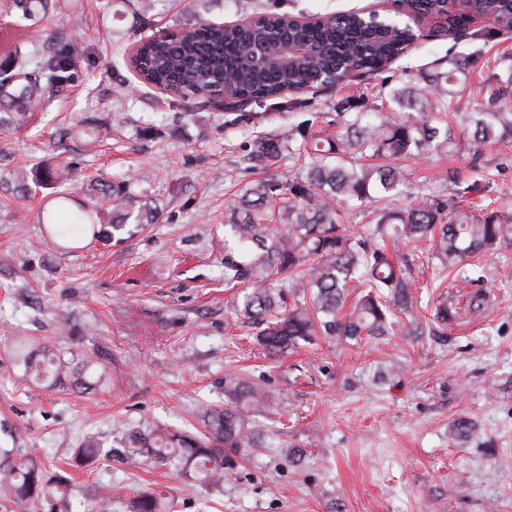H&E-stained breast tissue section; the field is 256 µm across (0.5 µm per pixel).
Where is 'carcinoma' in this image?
<instances>
[{"instance_id":"1","label":"carcinoma","mask_w":512,"mask_h":512,"mask_svg":"<svg viewBox=\"0 0 512 512\" xmlns=\"http://www.w3.org/2000/svg\"><path fill=\"white\" fill-rule=\"evenodd\" d=\"M415 15L439 17L454 33L469 25L463 15L448 14V0H399ZM27 18L53 9L52 0H11ZM470 9L493 17L512 30V0H473ZM50 47L41 56L15 51L0 60V110L11 112L19 127L64 83L83 57V48L62 28L39 35ZM307 55L286 67L273 63L291 45ZM411 46L404 27H368L353 15L336 14L308 24H293L282 14H268L253 25H216L203 20L180 27L140 47L133 64L144 83L157 89L193 93L226 84L236 101H268L313 88H332L346 72L378 74L402 58ZM447 69L436 64L417 75L422 86L395 90L391 102L407 113H387L376 121L365 112H347L338 105L336 134L314 135L291 127L256 141L248 160L272 166L283 155L298 165L299 175L285 182L263 180L236 201L234 219L225 225L224 284L248 282L233 310L259 328L256 342L269 356L284 357L300 342L320 334L355 341L384 328L387 315L411 307L415 287L407 267L386 249L401 244L425 246L441 268H454L472 255L504 243L512 245V215L482 205L494 179L460 187L459 171L440 174L452 186L449 197L423 198L402 209L389 208L391 193L407 182L402 162L446 154L448 148L475 163L488 147L512 138V55L494 61L502 68L494 82L482 87L484 107L458 111L472 64L467 56H451ZM449 112L456 125L445 132L435 115ZM72 177L69 168L33 176L36 185L51 189ZM97 184H89L90 203L78 209L77 222L62 224L59 212L72 206L62 190L42 212L44 238L70 246L102 228L125 230L98 204ZM372 207L370 236L355 235L342 217L351 202ZM363 292L347 303L351 289ZM17 361L40 381L57 383L69 374L58 348L33 351L20 347ZM224 408L209 411L213 438L226 448H257L260 441L251 414L274 406L272 399L239 377L224 378ZM129 462L164 466L205 487L224 484V456L210 441L190 432L153 424L126 437ZM30 448L15 458L0 455V489L9 493L11 512H72L68 479L42 467ZM109 451L94 442L76 450L81 463L94 462ZM125 512H176V504L158 491L143 492L124 503Z\"/></svg>"}]
</instances>
